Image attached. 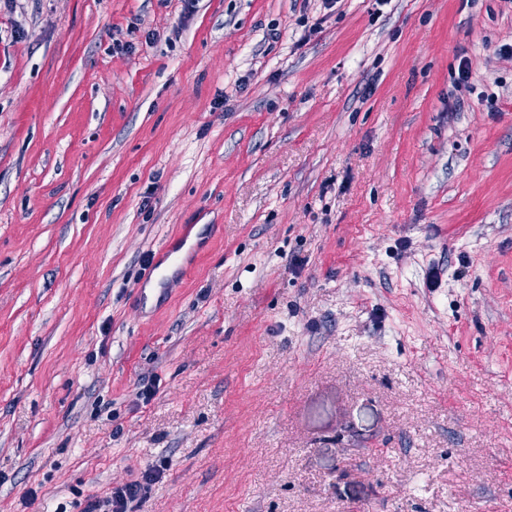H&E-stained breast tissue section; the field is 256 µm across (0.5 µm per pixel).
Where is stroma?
<instances>
[{"mask_svg": "<svg viewBox=\"0 0 512 512\" xmlns=\"http://www.w3.org/2000/svg\"><path fill=\"white\" fill-rule=\"evenodd\" d=\"M152 465L134 512H512V0H0V512Z\"/></svg>", "mask_w": 512, "mask_h": 512, "instance_id": "obj_1", "label": "stroma"}]
</instances>
